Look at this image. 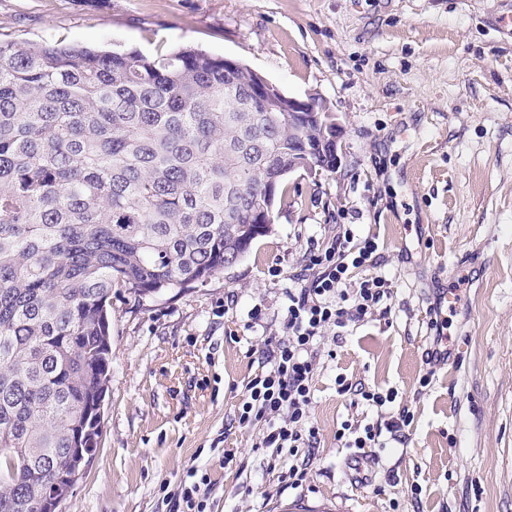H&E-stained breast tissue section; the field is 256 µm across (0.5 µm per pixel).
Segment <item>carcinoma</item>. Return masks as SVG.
Wrapping results in <instances>:
<instances>
[{"mask_svg":"<svg viewBox=\"0 0 512 512\" xmlns=\"http://www.w3.org/2000/svg\"><path fill=\"white\" fill-rule=\"evenodd\" d=\"M191 47L0 40V512H42L96 454L112 289L192 288L247 256L288 150L336 170L330 115Z\"/></svg>","mask_w":512,"mask_h":512,"instance_id":"cac0c4a2","label":"carcinoma"}]
</instances>
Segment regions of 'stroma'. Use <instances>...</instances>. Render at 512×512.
I'll return each mask as SVG.
<instances>
[{"label": "stroma", "instance_id": "1", "mask_svg": "<svg viewBox=\"0 0 512 512\" xmlns=\"http://www.w3.org/2000/svg\"><path fill=\"white\" fill-rule=\"evenodd\" d=\"M512 0H0V39L191 45L243 62L286 95L317 96L341 126L335 172L292 174L271 232L182 293L112 291V374L100 447L57 512H169L188 471L209 512H512ZM340 224L378 236L391 296L343 336L326 332L313 376L319 430L301 486L282 488L236 418L280 336L286 290L311 242ZM447 360L426 363L429 309L460 276ZM431 374L428 387L419 380ZM345 376L395 392L403 442L368 480L336 432L376 410ZM419 497H412L411 486Z\"/></svg>", "mask_w": 512, "mask_h": 512}]
</instances>
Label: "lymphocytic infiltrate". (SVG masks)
<instances>
[{"label": "lymphocytic infiltrate", "mask_w": 512, "mask_h": 512, "mask_svg": "<svg viewBox=\"0 0 512 512\" xmlns=\"http://www.w3.org/2000/svg\"><path fill=\"white\" fill-rule=\"evenodd\" d=\"M376 236H357L351 225H338L331 241L311 245L301 285L288 291V308L280 338L266 345L267 368L247 385L238 407V424L262 425L261 447L272 460L291 457L281 480L296 486L307 464L301 459L313 450L318 430L310 408L314 358L325 331L344 334L347 327L364 321L391 295V281L378 273ZM414 421L408 410L384 422L344 421L336 433L351 455L368 448L385 447L386 436H397Z\"/></svg>", "instance_id": "f902f5d3"}]
</instances>
